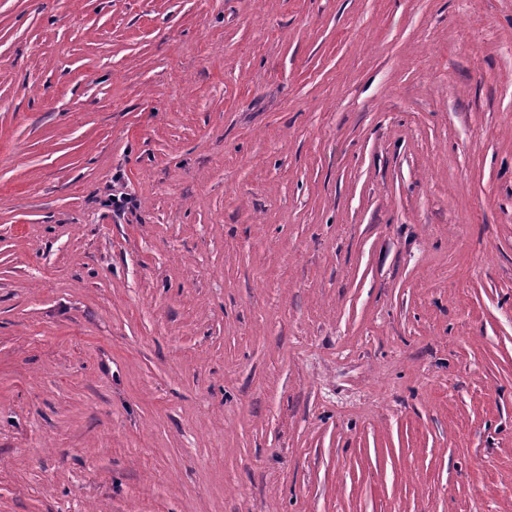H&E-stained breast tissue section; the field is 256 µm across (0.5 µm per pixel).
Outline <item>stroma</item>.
I'll return each mask as SVG.
<instances>
[{
    "instance_id": "35a3bbf8",
    "label": "stroma",
    "mask_w": 512,
    "mask_h": 512,
    "mask_svg": "<svg viewBox=\"0 0 512 512\" xmlns=\"http://www.w3.org/2000/svg\"><path fill=\"white\" fill-rule=\"evenodd\" d=\"M0 512H512V0H0Z\"/></svg>"
}]
</instances>
